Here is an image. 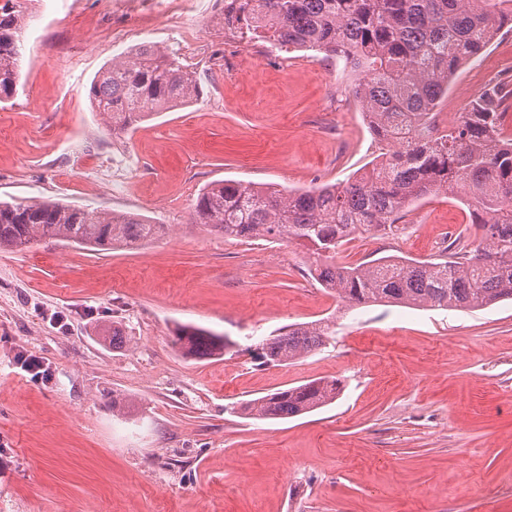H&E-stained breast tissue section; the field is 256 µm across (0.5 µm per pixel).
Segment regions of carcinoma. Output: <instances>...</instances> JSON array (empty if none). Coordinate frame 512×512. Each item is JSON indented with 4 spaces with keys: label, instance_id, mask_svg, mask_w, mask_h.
<instances>
[{
    "label": "carcinoma",
    "instance_id": "obj_1",
    "mask_svg": "<svg viewBox=\"0 0 512 512\" xmlns=\"http://www.w3.org/2000/svg\"><path fill=\"white\" fill-rule=\"evenodd\" d=\"M224 0L240 29L281 47L312 51L360 73L351 89L381 145L372 168L346 181L302 192L217 181L196 199L199 223L226 239L302 241L311 276L353 306L375 303L472 310L512 300V137L501 133L505 82L489 85L462 119L440 127L435 108L463 64L479 57L512 24V0ZM16 0L0 5V102L17 92L25 23ZM200 95L178 57L152 44L117 56L95 77L91 104L112 130H127L144 109L167 110ZM464 191L481 231L451 241L428 260L380 257L355 266L336 262L357 235L392 234L412 205ZM165 232L134 213L116 214L51 201L0 202V249L21 250L42 238L93 251L148 241ZM333 336L328 318L293 323L260 342V366L288 365ZM185 355L220 357L232 342L193 326L176 330ZM340 383L315 379L237 403L250 418L286 419L336 400Z\"/></svg>",
    "mask_w": 512,
    "mask_h": 512
}]
</instances>
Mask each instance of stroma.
<instances>
[{
	"instance_id": "35a3bbf8",
	"label": "stroma",
	"mask_w": 512,
	"mask_h": 512,
	"mask_svg": "<svg viewBox=\"0 0 512 512\" xmlns=\"http://www.w3.org/2000/svg\"><path fill=\"white\" fill-rule=\"evenodd\" d=\"M172 2L23 0L20 81L0 103V201L132 212L167 230L112 251L52 239L0 251V512H512V301L349 312L311 279L302 246L196 224L214 181L305 191L367 168L378 144L349 94L353 73L226 36L224 0L194 13ZM182 31L198 99L112 131L91 107L94 77ZM507 80L505 28L439 109L465 111ZM115 156L130 162L124 182H84L82 162ZM403 223L345 244L339 261L429 259L477 232L460 199L412 206ZM326 317L336 335L322 350L282 367L251 358L279 328ZM181 324L232 346L186 357ZM25 356L48 379L33 380ZM321 378L342 392L312 413L232 411Z\"/></svg>"
}]
</instances>
